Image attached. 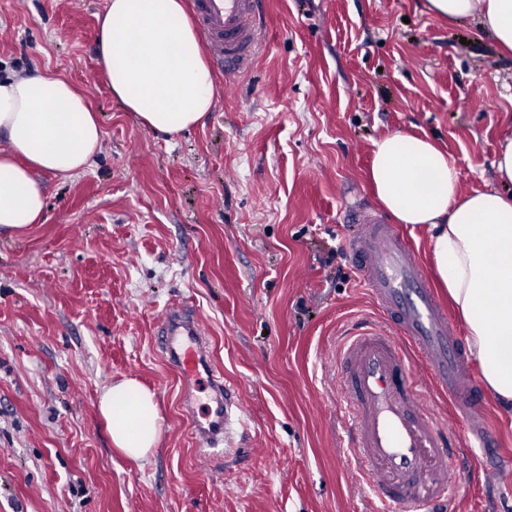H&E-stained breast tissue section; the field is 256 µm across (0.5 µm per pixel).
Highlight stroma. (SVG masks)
Masks as SVG:
<instances>
[{
  "label": "stroma",
  "mask_w": 512,
  "mask_h": 512,
  "mask_svg": "<svg viewBox=\"0 0 512 512\" xmlns=\"http://www.w3.org/2000/svg\"><path fill=\"white\" fill-rule=\"evenodd\" d=\"M106 0H0V78L53 72L97 113L84 171L39 174V223L0 235V512H375L345 469L336 342L372 315L346 206L376 204L373 144L444 148L469 192L494 186L512 131V55L424 0H265L239 94L167 138L98 65ZM201 315L209 358L248 412V447L198 460L158 317ZM155 392L160 440L116 453L105 386ZM439 512H512V471L464 481Z\"/></svg>",
  "instance_id": "35a3bbf8"
}]
</instances>
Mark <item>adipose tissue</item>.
<instances>
[{"label": "adipose tissue", "instance_id": "1", "mask_svg": "<svg viewBox=\"0 0 512 512\" xmlns=\"http://www.w3.org/2000/svg\"><path fill=\"white\" fill-rule=\"evenodd\" d=\"M455 23L477 20L512 53V0H426ZM98 58L113 97L147 129L174 135L215 104L214 81L183 0H107ZM96 113L73 85L50 73L0 79V231L37 223L45 201L37 173L84 170L100 148ZM370 179L400 224L424 228L437 275L468 330L482 381L512 410V194L460 190L453 159L426 137L393 133L374 143ZM112 446L134 463L155 448L154 392L125 378L100 397Z\"/></svg>", "mask_w": 512, "mask_h": 512}]
</instances>
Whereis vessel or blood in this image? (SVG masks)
Returning a JSON list of instances; mask_svg holds the SVG:
<instances>
[{"label":"vessel or blood","mask_w":512,"mask_h":512,"mask_svg":"<svg viewBox=\"0 0 512 512\" xmlns=\"http://www.w3.org/2000/svg\"><path fill=\"white\" fill-rule=\"evenodd\" d=\"M261 0H193L194 16L214 65L236 81L256 61ZM358 224L345 248L378 318L354 321L336 352L339 403L347 435L345 460L376 497L377 512H429L452 498L457 460L494 447L487 399L454 320L441 305L408 238L368 204L350 206ZM162 349L186 385H205L209 404L196 425L208 462L233 455L247 426L235 389L214 371L198 316L167 310ZM424 377L414 373L415 363ZM447 396L453 426L441 424L424 399L425 387Z\"/></svg>","instance_id":"b4317fda"}]
</instances>
